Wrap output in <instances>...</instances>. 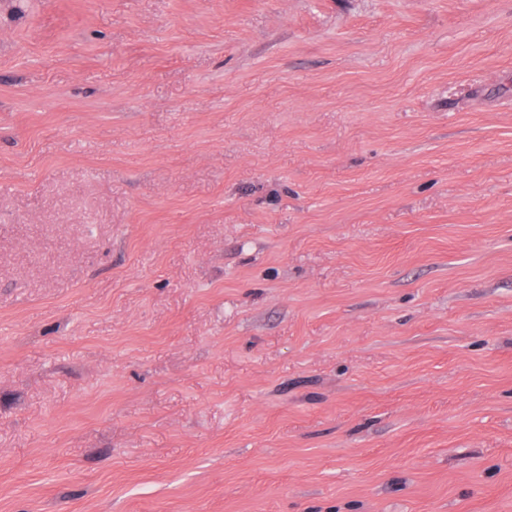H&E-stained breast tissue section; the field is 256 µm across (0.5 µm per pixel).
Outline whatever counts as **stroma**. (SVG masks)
<instances>
[{"mask_svg": "<svg viewBox=\"0 0 512 512\" xmlns=\"http://www.w3.org/2000/svg\"><path fill=\"white\" fill-rule=\"evenodd\" d=\"M0 512H512V0H0Z\"/></svg>", "mask_w": 512, "mask_h": 512, "instance_id": "obj_1", "label": "stroma"}]
</instances>
